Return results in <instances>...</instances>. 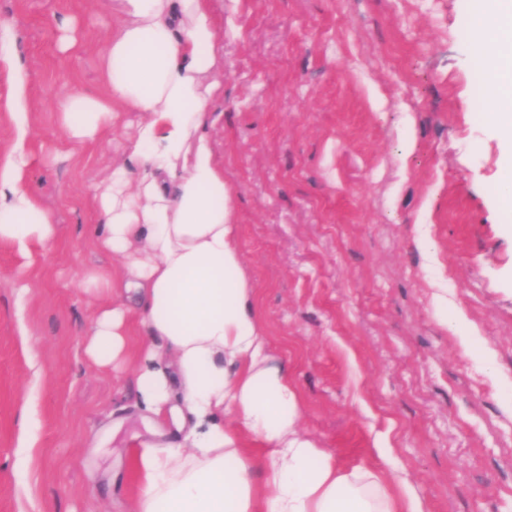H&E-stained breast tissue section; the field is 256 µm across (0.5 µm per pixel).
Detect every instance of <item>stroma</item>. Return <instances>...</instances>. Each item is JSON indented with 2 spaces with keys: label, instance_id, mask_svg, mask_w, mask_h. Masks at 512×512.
<instances>
[{
  "label": "stroma",
  "instance_id": "obj_1",
  "mask_svg": "<svg viewBox=\"0 0 512 512\" xmlns=\"http://www.w3.org/2000/svg\"><path fill=\"white\" fill-rule=\"evenodd\" d=\"M93 4L0 0L37 101L27 183L56 220L29 253L0 241V512H128L125 459L151 437L130 364L85 354L99 301L84 279L113 264L91 242V187L138 118L94 144L62 131L57 99L101 89L112 24L90 23ZM467 4L212 0L211 134L301 427L348 466L389 446L430 512H512V234Z\"/></svg>",
  "mask_w": 512,
  "mask_h": 512
}]
</instances>
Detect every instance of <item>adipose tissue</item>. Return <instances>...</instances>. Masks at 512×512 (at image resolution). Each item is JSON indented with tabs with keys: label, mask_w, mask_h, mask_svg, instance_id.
Wrapping results in <instances>:
<instances>
[{
	"label": "adipose tissue",
	"mask_w": 512,
	"mask_h": 512,
	"mask_svg": "<svg viewBox=\"0 0 512 512\" xmlns=\"http://www.w3.org/2000/svg\"><path fill=\"white\" fill-rule=\"evenodd\" d=\"M97 6L113 22L100 56L104 90H71L58 111L66 137L82 145L120 113L142 115L124 162L94 188L96 243L120 270L90 276L102 304L86 346L106 369L125 357L131 333L142 337L138 403L156 438L131 454V512H428L407 478L341 465L299 425L302 398L269 352L209 134L219 51L210 0ZM458 23L489 67L482 119L505 145L494 198L511 212L512 0H473ZM0 111L13 123L0 153V241L25 251L56 229L26 182L34 103L23 69Z\"/></svg>",
	"instance_id": "1"
}]
</instances>
